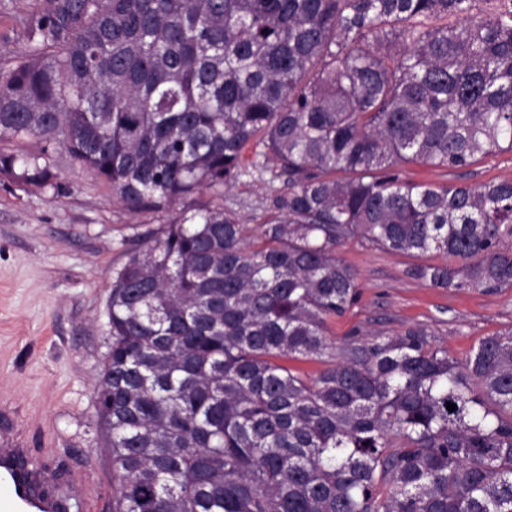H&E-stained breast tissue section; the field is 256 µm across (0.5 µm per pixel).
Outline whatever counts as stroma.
<instances>
[{"label": "stroma", "instance_id": "35a3bbf8", "mask_svg": "<svg viewBox=\"0 0 512 512\" xmlns=\"http://www.w3.org/2000/svg\"><path fill=\"white\" fill-rule=\"evenodd\" d=\"M42 3L0 0L1 68L24 51L25 21ZM19 148L47 149L56 185L39 189L0 175V407L47 476L63 482L89 475L93 493L108 498L112 469L93 387L108 351L113 270L138 237L198 206L233 210L258 233L272 206V185L268 176L245 174L225 192L207 190L173 209L132 213L62 146L29 140ZM407 177L433 184L510 178L512 153L490 154L464 176L412 167ZM337 255L358 272L361 294L344 316L329 321L336 341L356 329L397 333L420 326L435 347L462 359L481 338L512 328L511 288H434L408 276L414 258L357 238Z\"/></svg>", "mask_w": 512, "mask_h": 512}]
</instances>
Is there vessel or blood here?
<instances>
[{
	"label": "vessel or blood",
	"mask_w": 512,
	"mask_h": 512,
	"mask_svg": "<svg viewBox=\"0 0 512 512\" xmlns=\"http://www.w3.org/2000/svg\"><path fill=\"white\" fill-rule=\"evenodd\" d=\"M88 496L78 476L61 491H46L29 449L11 426H0V512H79Z\"/></svg>",
	"instance_id": "b4317fda"
}]
</instances>
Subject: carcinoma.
I'll list each match as a JSON object with an SVG mask.
<instances>
[{
  "label": "carcinoma",
  "instance_id": "cac0c4a2",
  "mask_svg": "<svg viewBox=\"0 0 512 512\" xmlns=\"http://www.w3.org/2000/svg\"><path fill=\"white\" fill-rule=\"evenodd\" d=\"M479 2L45 0L28 20L0 141L63 145L132 212L232 187L252 143L288 185L253 240L198 208L113 272L112 512H512V328L461 360L419 326L327 332L359 293L349 238L448 256L409 269L435 288H512V178L405 177L512 152V8ZM0 175L53 185L44 152L0 148Z\"/></svg>",
  "mask_w": 512,
  "mask_h": 512
}]
</instances>
